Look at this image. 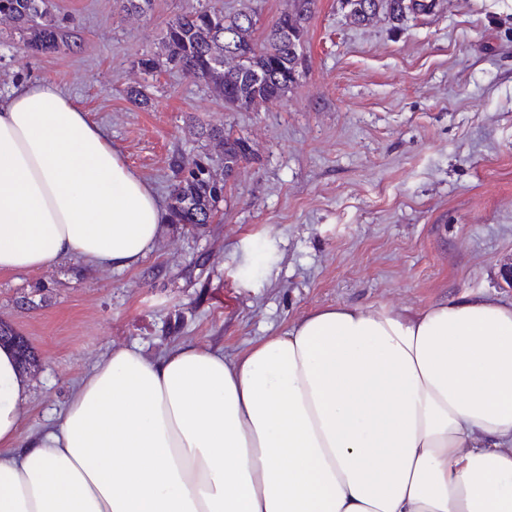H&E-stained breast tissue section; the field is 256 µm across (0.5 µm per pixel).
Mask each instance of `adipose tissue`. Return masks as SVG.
<instances>
[{
  "label": "adipose tissue",
  "instance_id": "obj_1",
  "mask_svg": "<svg viewBox=\"0 0 512 512\" xmlns=\"http://www.w3.org/2000/svg\"><path fill=\"white\" fill-rule=\"evenodd\" d=\"M162 198L54 82L0 98V273L137 267ZM0 348V512H512V301L331 304L228 360L122 347L21 442Z\"/></svg>",
  "mask_w": 512,
  "mask_h": 512
}]
</instances>
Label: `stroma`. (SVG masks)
Listing matches in <instances>:
<instances>
[{
    "instance_id": "1",
    "label": "stroma",
    "mask_w": 512,
    "mask_h": 512,
    "mask_svg": "<svg viewBox=\"0 0 512 512\" xmlns=\"http://www.w3.org/2000/svg\"><path fill=\"white\" fill-rule=\"evenodd\" d=\"M51 3L69 49L32 53L0 19V94L53 81L161 197L172 159L204 157L224 198L213 223L165 224L138 267L0 274V321L40 359L23 438L43 436L117 346L154 357L192 341L232 358L327 304L512 300L499 274L512 261V0H437L400 25H355L339 0H317L298 81L249 111L188 74L138 68L192 0H152L144 15ZM135 87L147 106L129 101ZM207 123L248 139L232 172Z\"/></svg>"
}]
</instances>
